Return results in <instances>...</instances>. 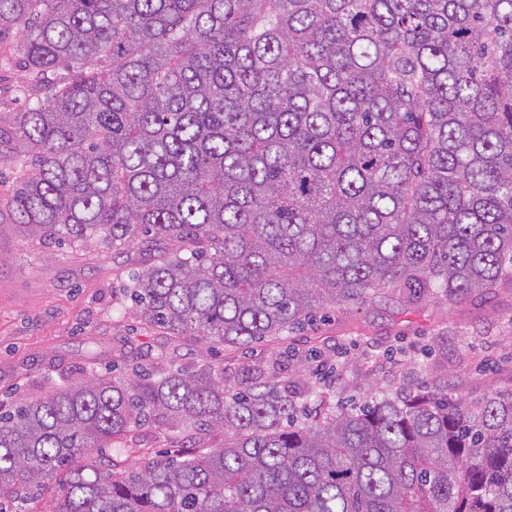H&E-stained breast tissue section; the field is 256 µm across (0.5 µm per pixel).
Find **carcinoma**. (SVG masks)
Here are the masks:
<instances>
[{
    "label": "carcinoma",
    "mask_w": 512,
    "mask_h": 512,
    "mask_svg": "<svg viewBox=\"0 0 512 512\" xmlns=\"http://www.w3.org/2000/svg\"><path fill=\"white\" fill-rule=\"evenodd\" d=\"M11 26L47 94L0 119L14 224L155 251L123 293L168 335L512 278V0H0ZM143 427L224 442L154 459ZM61 470L52 512H512V395L300 418L260 368L89 371L0 406V512Z\"/></svg>",
    "instance_id": "carcinoma-1"
}]
</instances>
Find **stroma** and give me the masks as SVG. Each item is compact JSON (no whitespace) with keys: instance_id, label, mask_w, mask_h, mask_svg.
<instances>
[{"instance_id":"1","label":"stroma","mask_w":512,"mask_h":512,"mask_svg":"<svg viewBox=\"0 0 512 512\" xmlns=\"http://www.w3.org/2000/svg\"><path fill=\"white\" fill-rule=\"evenodd\" d=\"M16 29L0 31V117L20 111L29 77L20 65ZM12 168L0 163V404L47 392L48 377L79 376L137 356L175 352L179 363L223 368L231 382L274 366V381L298 404L314 384L330 402L349 406L364 397L447 389L475 405L489 393H512V281L457 303L393 295L329 312L285 339L246 349L212 350L204 339H172L144 325L119 290L145 256L139 249H79L21 236L7 208ZM327 351L324 378L309 350Z\"/></svg>"}]
</instances>
